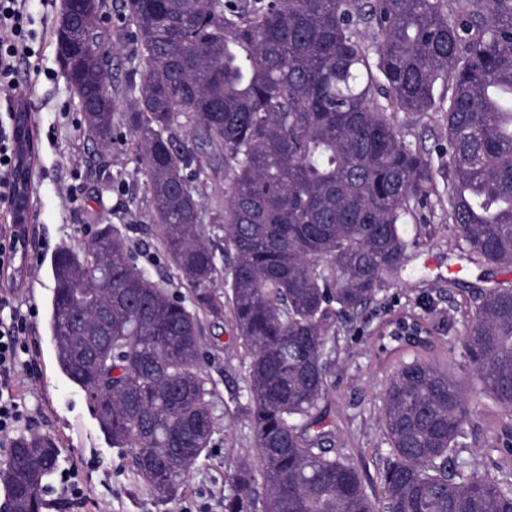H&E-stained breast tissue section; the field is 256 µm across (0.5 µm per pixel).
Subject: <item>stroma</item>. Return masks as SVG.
I'll return each mask as SVG.
<instances>
[{
	"label": "stroma",
	"instance_id": "35a3bbf8",
	"mask_svg": "<svg viewBox=\"0 0 512 512\" xmlns=\"http://www.w3.org/2000/svg\"><path fill=\"white\" fill-rule=\"evenodd\" d=\"M112 33V93L122 111L128 112L132 95L125 80L131 69L132 32L116 15ZM42 67L46 74L39 78L25 66L18 74L19 102L31 115L36 159L30 216L20 249L26 262L0 274V291L10 296L12 308L36 310L29 349L11 384L12 396L26 408L17 430L48 437L60 451L61 468L70 471L84 493L82 499L72 500L62 489L60 474H53L43 512H223L222 502L233 490L238 466L256 457L246 397L248 358L230 313L200 316L213 383L216 446L197 461L179 496L164 505L154 504L131 468V454L113 448L86 392L57 363L49 317L50 260L58 246L80 247L86 225L117 224L146 259L154 280L171 279L173 270L155 240L144 232L150 222V201L134 153L128 146L115 145L100 178L90 177L84 158L92 144L79 124L78 99L62 73L55 41L47 42ZM401 132L406 141L428 150L435 191L427 206L418 210L416 222L403 227L416 246L409 250L398 277L385 282L377 301L354 322L337 325L322 404L323 428L330 432L333 447L357 468L371 492L378 490L379 474L392 458L380 416L384 389L396 364L395 357L381 359L375 354L378 326L399 311L430 307L428 319L437 328L434 357L466 384L471 372L458 346L465 314L474 310L486 289L512 285V267L464 253L454 227L446 221L447 158L441 150V113L405 119ZM132 196L137 199L133 206L127 203ZM511 426L512 416L500 408L486 401L476 404L469 420V446L461 453L468 468L494 476L500 467L512 466V457L501 454L495 445L501 431Z\"/></svg>",
	"mask_w": 512,
	"mask_h": 512
}]
</instances>
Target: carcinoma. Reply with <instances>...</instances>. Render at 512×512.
<instances>
[{"label": "carcinoma", "instance_id": "cac0c4a2", "mask_svg": "<svg viewBox=\"0 0 512 512\" xmlns=\"http://www.w3.org/2000/svg\"><path fill=\"white\" fill-rule=\"evenodd\" d=\"M134 35L133 111L103 92L112 46L100 0H69L74 44L60 60L104 167L126 129L145 176L150 232L193 288L192 305L152 279L114 224L51 259L50 332L61 371L95 403L112 447L132 450L154 503L175 499L214 447L213 388L199 313L220 315L224 278L249 356L246 396L256 460L235 473L224 512H512V475L466 472L473 404L512 415V286L493 288L458 338L473 383L422 352L429 320L400 313L378 353L403 357L383 396L394 460L371 497L359 471L325 447L330 336L355 320L404 266L402 225L435 192L423 147L399 114L441 108L446 217L464 250L512 266V0H119ZM362 23L375 29L367 44ZM32 136L15 115V150ZM224 160L209 217L198 186ZM112 268V287L84 280ZM60 464L53 443L21 434L3 480L17 512H42Z\"/></svg>", "mask_w": 512, "mask_h": 512}]
</instances>
